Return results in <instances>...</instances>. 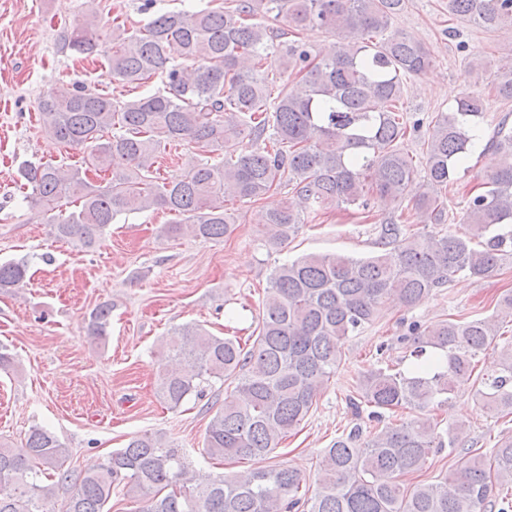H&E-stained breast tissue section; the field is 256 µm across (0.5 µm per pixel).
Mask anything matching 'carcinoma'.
Here are the masks:
<instances>
[{
  "instance_id": "obj_1",
  "label": "carcinoma",
  "mask_w": 512,
  "mask_h": 512,
  "mask_svg": "<svg viewBox=\"0 0 512 512\" xmlns=\"http://www.w3.org/2000/svg\"><path fill=\"white\" fill-rule=\"evenodd\" d=\"M405 0H237L216 10L172 11L144 27H112L108 73L124 84L154 75L165 90L134 100L58 87L39 104L45 131L64 149H82L84 165L66 176L51 164L21 176L33 210L55 212L56 238L93 247L118 216L166 210L187 221L166 224L169 237L188 227L219 241L233 231L231 199L259 201L290 187L294 200L266 212L264 246L279 251L293 240L304 213L325 205L387 209L404 198L419 173L429 191L411 209L426 224L445 221L443 191L468 160L483 99L465 92L450 112L431 119L423 161L400 148L407 117L399 107L403 79L429 68L423 43L390 30ZM285 17L288 28L319 27L352 41L331 56L311 55L287 32L258 18ZM448 15L489 30L512 29V0H448ZM100 35L88 22L64 35V47L93 55ZM184 60L174 63L172 51ZM277 53L295 76L271 96L264 61ZM497 95L512 100V67L492 74ZM247 145L235 149V141ZM212 162H189L169 181L154 175L158 154L181 143ZM479 191L464 212L468 231L405 233L393 215L377 227L379 251L365 258L305 254L274 267L248 348L197 325L174 333L162 347L156 393L171 411L203 384H224V403L211 416L203 450L211 460L266 461L311 412L341 361V338L358 334L388 305L412 308L457 275L485 280L512 256V129L499 123ZM108 172V185L89 173ZM24 261L0 263V289L16 288ZM112 305L89 315L88 334H109ZM512 318V293L496 315L414 324L411 368L391 365L359 378L351 401L376 431L356 424L320 453L321 478L309 492L306 476L282 463L245 475H193L178 449L156 435L131 438L97 469L63 468L66 449L50 431L34 427L24 446L0 441V512H109L112 491L140 504L138 512H512V435L487 454L471 450L450 474L404 484L446 448L468 443L465 425L439 429L432 412L459 388L471 386L483 408L512 414V339L498 342L499 320ZM497 354L495 372L471 384L476 357ZM409 409L394 423L389 418ZM74 487L57 506L59 491Z\"/></svg>"
}]
</instances>
